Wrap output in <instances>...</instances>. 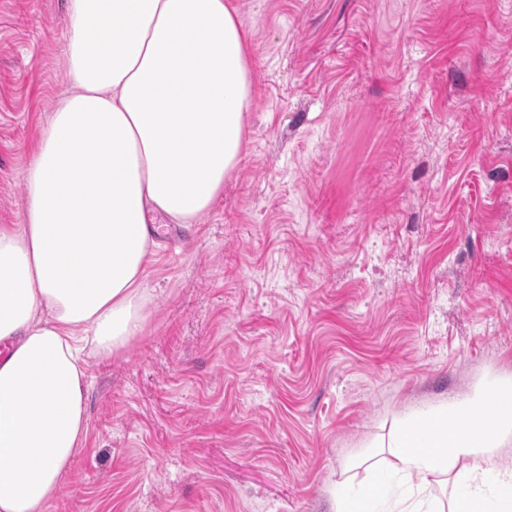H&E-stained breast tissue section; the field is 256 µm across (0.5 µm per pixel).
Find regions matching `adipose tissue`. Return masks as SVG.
Returning <instances> with one entry per match:
<instances>
[{
  "mask_svg": "<svg viewBox=\"0 0 512 512\" xmlns=\"http://www.w3.org/2000/svg\"><path fill=\"white\" fill-rule=\"evenodd\" d=\"M72 88L25 178L22 223L0 226V512H46L87 433L85 359L143 332L153 214L192 224L245 146L248 36L228 0H68ZM512 386L403 419L394 470L330 489L332 512H420L393 475H445L435 512H512Z\"/></svg>",
  "mask_w": 512,
  "mask_h": 512,
  "instance_id": "obj_1",
  "label": "adipose tissue"
}]
</instances>
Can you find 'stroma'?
Here are the masks:
<instances>
[{"instance_id":"1","label":"stroma","mask_w":512,"mask_h":512,"mask_svg":"<svg viewBox=\"0 0 512 512\" xmlns=\"http://www.w3.org/2000/svg\"><path fill=\"white\" fill-rule=\"evenodd\" d=\"M246 145L88 359L46 512H329L406 415L512 384V0H232ZM66 0H0V225L69 91Z\"/></svg>"}]
</instances>
